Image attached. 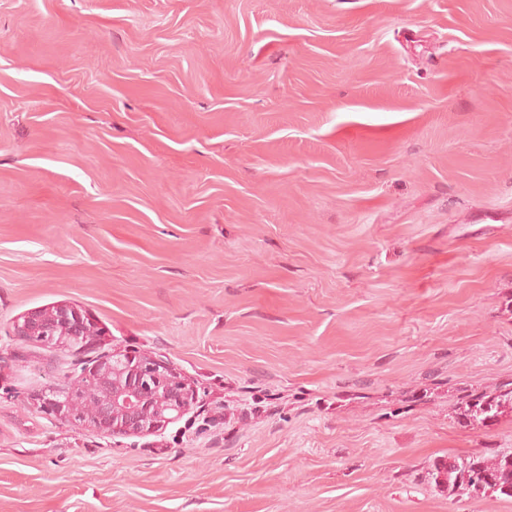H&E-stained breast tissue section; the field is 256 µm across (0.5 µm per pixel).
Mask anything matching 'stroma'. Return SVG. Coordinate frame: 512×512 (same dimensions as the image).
<instances>
[{"instance_id":"obj_1","label":"stroma","mask_w":512,"mask_h":512,"mask_svg":"<svg viewBox=\"0 0 512 512\" xmlns=\"http://www.w3.org/2000/svg\"><path fill=\"white\" fill-rule=\"evenodd\" d=\"M60 303L189 411L41 412ZM511 382L512 0H0V512H512ZM14 326L19 339L52 350L81 353L93 348L100 336L96 324L78 308L66 303L36 310ZM512 385V383H511ZM504 384L493 392L471 393L460 412V420L469 425L487 426L494 421L503 409H512V387ZM430 483L441 492L490 491L512 498V453H497L491 458L437 460L428 471Z\"/></svg>"}]
</instances>
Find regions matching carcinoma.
Here are the masks:
<instances>
[{
	"label": "carcinoma",
	"instance_id": "cac0c4a2",
	"mask_svg": "<svg viewBox=\"0 0 512 512\" xmlns=\"http://www.w3.org/2000/svg\"><path fill=\"white\" fill-rule=\"evenodd\" d=\"M512 409V386L504 384L492 392L468 396L460 412L465 424L486 426L505 408ZM435 488L448 494L471 490L477 494L490 491L512 498V453H497L490 458L437 460L428 471Z\"/></svg>",
	"mask_w": 512,
	"mask_h": 512
}]
</instances>
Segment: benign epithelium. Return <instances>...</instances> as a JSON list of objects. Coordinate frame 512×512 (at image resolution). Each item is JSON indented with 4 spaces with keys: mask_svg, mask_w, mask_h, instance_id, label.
I'll return each instance as SVG.
<instances>
[{
    "mask_svg": "<svg viewBox=\"0 0 512 512\" xmlns=\"http://www.w3.org/2000/svg\"><path fill=\"white\" fill-rule=\"evenodd\" d=\"M19 339L52 350L81 353L100 335L96 324L66 303L36 310L14 325ZM93 391L75 385L52 388L37 398L38 407L70 426L89 427L106 436L139 437L159 431L188 410L194 390L174 366L147 353L114 351L83 367Z\"/></svg>",
    "mask_w": 512,
    "mask_h": 512,
    "instance_id": "benign-epithelium-1",
    "label": "benign epithelium"
}]
</instances>
